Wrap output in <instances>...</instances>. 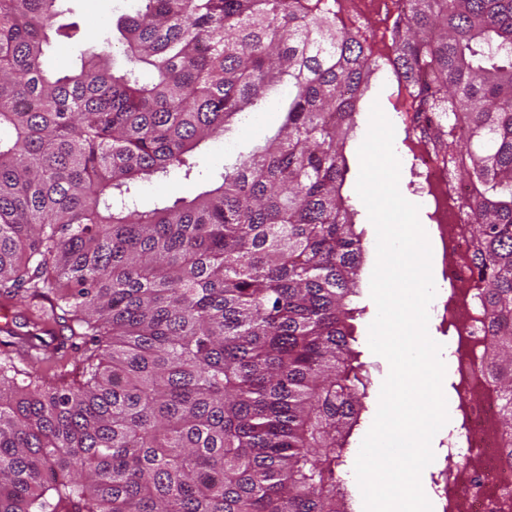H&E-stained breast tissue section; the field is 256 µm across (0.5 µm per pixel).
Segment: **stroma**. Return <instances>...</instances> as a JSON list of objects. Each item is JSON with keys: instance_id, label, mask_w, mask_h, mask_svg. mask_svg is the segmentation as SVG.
I'll list each match as a JSON object with an SVG mask.
<instances>
[{"instance_id": "stroma-1", "label": "stroma", "mask_w": 512, "mask_h": 512, "mask_svg": "<svg viewBox=\"0 0 512 512\" xmlns=\"http://www.w3.org/2000/svg\"><path fill=\"white\" fill-rule=\"evenodd\" d=\"M139 7V0H63L60 12L54 20L55 25L78 22L86 38L75 42L52 38L46 54L48 69L57 73L70 72L79 69L82 60L97 55L113 58L115 69H122L126 59L120 50L114 47L117 36L112 31V23L120 15L135 13ZM393 87L394 81L389 71L379 70L372 76L370 88L359 102L357 127L345 146L348 172L343 194L349 197L351 204L359 202L356 192L360 170L358 148L368 131L371 106L375 103L387 106ZM285 100V90L272 92L260 109L246 113L242 121L233 123L223 135L210 140L197 157L198 168L194 179L186 180L174 173L164 180L141 183L136 196L137 209L148 211L178 197L191 198L218 182L224 171L225 162L248 153L254 146L263 144L268 137L276 133L281 124ZM355 302L363 309L355 322L358 337L355 348L360 353L359 359L364 365L370 385L364 400L365 409L361 415L360 425L354 429L351 437V445L347 452L350 458L359 453L364 426L372 421L377 412L381 382L389 371L388 362L374 357L366 341V329L375 319L377 308L363 296L356 297Z\"/></svg>"}]
</instances>
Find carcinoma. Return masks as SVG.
I'll use <instances>...</instances> for the list:
<instances>
[{
    "label": "carcinoma",
    "instance_id": "cac0c4a2",
    "mask_svg": "<svg viewBox=\"0 0 512 512\" xmlns=\"http://www.w3.org/2000/svg\"><path fill=\"white\" fill-rule=\"evenodd\" d=\"M59 2L0 0V298L35 329L0 330V512H353L345 145L386 66L470 189L512 436V0H406L387 62L313 0H140L115 22L132 68L64 75L44 64ZM280 84L278 131L218 186L130 207Z\"/></svg>",
    "mask_w": 512,
    "mask_h": 512
}]
</instances>
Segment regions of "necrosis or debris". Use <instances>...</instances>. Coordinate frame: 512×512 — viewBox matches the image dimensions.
<instances>
[{
  "label": "necrosis or debris",
  "instance_id": "4bbe7bcc",
  "mask_svg": "<svg viewBox=\"0 0 512 512\" xmlns=\"http://www.w3.org/2000/svg\"><path fill=\"white\" fill-rule=\"evenodd\" d=\"M404 8L405 0H336L340 22L363 31L372 54L384 60L392 56L391 24ZM396 97L398 118L432 209L431 232L442 254L443 280L454 301L442 314L457 325L453 369L459 381L462 424L448 436V447L459 462L440 473L445 507L447 512H512V440L500 429V394L482 370L488 321L480 312L481 288L470 261L473 241L463 207L469 189L452 177L447 164L423 141L414 124L409 86L400 85Z\"/></svg>",
  "mask_w": 512,
  "mask_h": 512
}]
</instances>
